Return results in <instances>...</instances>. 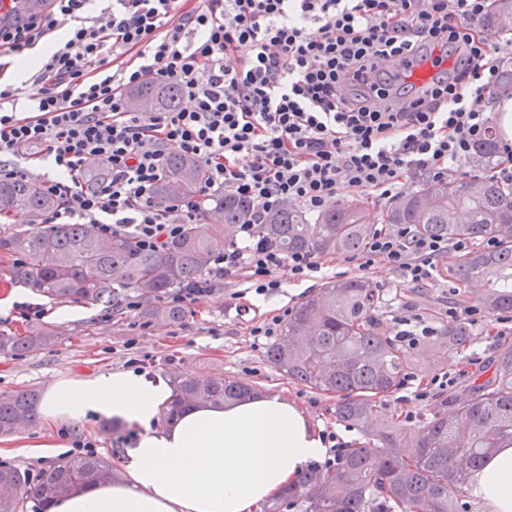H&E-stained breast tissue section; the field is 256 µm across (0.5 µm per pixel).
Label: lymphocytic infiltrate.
<instances>
[{
	"label": "lymphocytic infiltrate",
	"mask_w": 512,
	"mask_h": 512,
	"mask_svg": "<svg viewBox=\"0 0 512 512\" xmlns=\"http://www.w3.org/2000/svg\"><path fill=\"white\" fill-rule=\"evenodd\" d=\"M19 14L0 0V178H30L61 201L46 224H90L97 235L134 236L160 250L184 225L206 221L205 201L230 193L253 206L240 243L210 261L208 277L169 300L206 294L215 278L246 275L260 296L318 277L308 251L284 253L255 240L254 223L295 205L310 213L343 192L399 195L409 178L444 181L459 171L490 125L512 49L484 38L489 0H112L88 19L89 0H46ZM50 45L33 76L32 105H18L6 56ZM450 71L416 88L388 58L428 51ZM181 87L191 105L133 110L126 92L144 82ZM195 158L206 178L193 197L161 204L154 189L169 152ZM104 172L96 185L89 168ZM468 241L381 227L361 265L375 262L424 285L447 250Z\"/></svg>",
	"instance_id": "lymphocytic-infiltrate-1"
}]
</instances>
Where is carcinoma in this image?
Listing matches in <instances>:
<instances>
[{"label": "carcinoma", "mask_w": 512, "mask_h": 512, "mask_svg": "<svg viewBox=\"0 0 512 512\" xmlns=\"http://www.w3.org/2000/svg\"><path fill=\"white\" fill-rule=\"evenodd\" d=\"M134 96L147 100L152 110H175L183 91L173 84H146ZM498 136L490 125L469 158L471 167L486 169L498 162ZM203 177L197 161L171 152L154 196L161 203L189 198ZM57 205L34 180L0 178V214L23 211L31 218L26 228L0 232L9 283L117 315L124 313L128 294L136 293L142 319L168 324L181 322L185 313L160 297L198 280L251 213L249 202L226 194L216 199L224 213L220 224H187L178 238L154 252L141 250L130 236H115L111 250L102 253L100 237L82 224H39ZM383 223L411 224L421 235L448 242L470 241L469 252L448 267L449 280L461 288L481 285L464 303L488 319L512 315V183L477 176L426 181L394 200ZM374 231L357 201L334 204L313 220L284 208L254 225L256 235L286 253L339 256L360 253ZM490 239L498 242L496 248L483 246ZM380 308V293L369 280L329 282L301 302L281 338L268 347L272 368L294 383L336 396V419L363 432L376 452L348 448L332 466L307 468L264 512H464L465 487L483 460L512 445V346L493 358L489 376H477L449 395L451 412L416 430L407 428L386 411L385 401L417 375L420 360L439 367L448 353L464 351L477 337L468 322L456 319L433 338L408 346L380 331ZM55 340L49 327L0 332V354H31ZM253 394L252 386L235 380L183 378L174 385L166 415L170 419L194 405L230 404ZM38 403L33 389L1 394L0 436L17 432L21 421L34 424ZM110 470L104 458L76 456L32 485L21 470L0 466V485L14 489L12 496L0 497V512H17L27 499L37 501L38 512H47L54 499L102 482Z\"/></svg>", "instance_id": "carcinoma-1"}]
</instances>
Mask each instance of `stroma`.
<instances>
[{
  "mask_svg": "<svg viewBox=\"0 0 512 512\" xmlns=\"http://www.w3.org/2000/svg\"><path fill=\"white\" fill-rule=\"evenodd\" d=\"M458 258L455 251L445 253L439 260L440 275L423 285L419 297L391 267L378 262L364 269L356 256L325 257L321 278L286 281L278 292L264 297L248 290L243 279H229L187 302L186 317L179 324L147 323L135 312L115 317L94 306L60 303L22 287L0 286V331L22 333L46 326L57 336L52 346L35 353L0 355V393L28 387L43 392L54 378L124 370L129 359L137 358L147 362L151 376L170 382L184 377L235 379L262 392L285 395L305 410L321 434H335L337 444L349 448L364 437L337 422L335 398L291 383L271 368L265 357L269 341L253 336V329L273 315H287L324 283L360 276L379 288L381 320L387 330H395L404 316L435 328L454 314L468 318L478 340L463 353L449 354L442 366L422 362L418 377L388 401L389 410L401 420L422 425L446 409L448 393L440 389V381L451 380L456 388L466 384L512 342L511 319L492 322L484 314L470 315L465 306L451 303L453 288L442 272ZM25 304L40 306L42 316L21 317L18 308ZM135 434V427L104 417L88 422L40 419L27 429L28 447H18L16 435L0 436V465L42 476L58 464L63 449L81 440L94 444L95 455L115 466L125 449L133 447ZM33 443L48 444L50 450L33 456L29 450Z\"/></svg>",
  "mask_w": 512,
  "mask_h": 512,
  "instance_id": "35a3bbf8",
  "label": "stroma"
}]
</instances>
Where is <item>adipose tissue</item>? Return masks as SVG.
<instances>
[{
  "label": "adipose tissue",
  "mask_w": 512,
  "mask_h": 512,
  "mask_svg": "<svg viewBox=\"0 0 512 512\" xmlns=\"http://www.w3.org/2000/svg\"><path fill=\"white\" fill-rule=\"evenodd\" d=\"M171 391L131 369L56 379L40 403L46 421L114 418L138 435L121 478L54 501L50 512H260L329 453L306 412L281 395L195 406L163 426ZM468 494L479 512H512V446L485 458Z\"/></svg>",
  "instance_id": "adipose-tissue-1"
}]
</instances>
